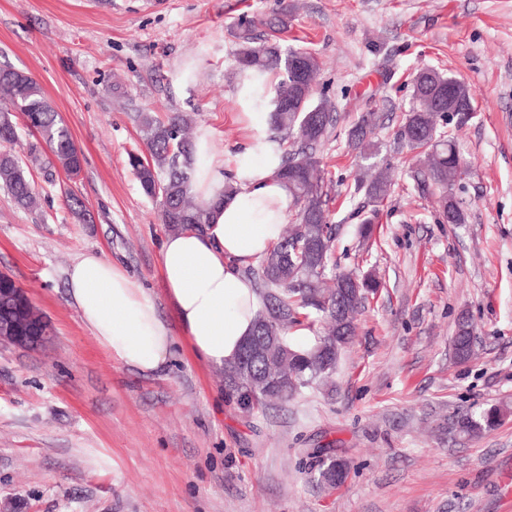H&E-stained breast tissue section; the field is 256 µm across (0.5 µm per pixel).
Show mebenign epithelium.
I'll return each instance as SVG.
<instances>
[{
	"label": "benign epithelium",
	"mask_w": 512,
	"mask_h": 512,
	"mask_svg": "<svg viewBox=\"0 0 512 512\" xmlns=\"http://www.w3.org/2000/svg\"><path fill=\"white\" fill-rule=\"evenodd\" d=\"M10 301L0 309V344L40 351L53 340L52 324L23 288H8Z\"/></svg>",
	"instance_id": "obj_1"
}]
</instances>
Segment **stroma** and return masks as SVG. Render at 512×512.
Returning a JSON list of instances; mask_svg holds the SVG:
<instances>
[{"instance_id": "stroma-1", "label": "stroma", "mask_w": 512, "mask_h": 512, "mask_svg": "<svg viewBox=\"0 0 512 512\" xmlns=\"http://www.w3.org/2000/svg\"><path fill=\"white\" fill-rule=\"evenodd\" d=\"M293 2L281 44L319 57L338 113L319 151L341 227L335 256L379 286L333 389L246 414L183 335L153 373L112 357L66 280L97 253L174 323L159 273L167 229L127 161L145 150L135 115L197 113L216 157L232 160L249 135L234 28L276 0H0V64L38 82L84 154L76 179L31 172L38 209L0 187V272L55 330L43 353L0 345V512H512V0ZM423 67L472 96V119L443 128L471 163L458 226L413 190L418 154L394 141ZM370 108L387 115L378 160L394 186L365 240L345 133ZM67 190L91 222L72 217ZM463 313L476 332L465 363L451 343ZM492 405L508 409L493 430H454L456 416ZM325 445L350 465L333 489L304 472Z\"/></svg>"}]
</instances>
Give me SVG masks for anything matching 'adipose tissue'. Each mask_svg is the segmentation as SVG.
<instances>
[{"label":"adipose tissue","mask_w":512,"mask_h":512,"mask_svg":"<svg viewBox=\"0 0 512 512\" xmlns=\"http://www.w3.org/2000/svg\"><path fill=\"white\" fill-rule=\"evenodd\" d=\"M232 165L215 159L208 129L198 131L194 191L209 212L203 231L168 233L160 248L164 289L193 356L223 367L251 336L260 296L241 270L279 242L291 196L277 177L281 157L258 113ZM236 191L225 195L224 182ZM68 297L96 341L128 367L148 372L171 355L173 333L155 301L121 269L94 253L68 270Z\"/></svg>","instance_id":"1"}]
</instances>
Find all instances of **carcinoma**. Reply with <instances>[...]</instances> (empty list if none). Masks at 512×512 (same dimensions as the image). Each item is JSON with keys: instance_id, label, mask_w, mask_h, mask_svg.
<instances>
[{"instance_id": "cac0c4a2", "label": "carcinoma", "mask_w": 512, "mask_h": 512, "mask_svg": "<svg viewBox=\"0 0 512 512\" xmlns=\"http://www.w3.org/2000/svg\"><path fill=\"white\" fill-rule=\"evenodd\" d=\"M292 11L293 4L284 0L279 11L265 21L269 35L260 44L255 34L260 21L253 17L240 19L234 33L241 81L257 86L269 71L282 74L274 86L267 122L272 140L282 149L277 176L288 185L296 211L295 222L284 230L281 240L258 266L243 271L262 296L252 337L279 336L288 349L286 355L270 350L265 357L256 358L244 346L237 359L224 366V384L247 413L286 404L302 389L328 382L342 351L355 336L356 317L367 294L378 285L334 260L337 228L330 222V197L317 153L336 127L337 115L317 94L318 59L304 53L306 70L301 78L292 65V58L300 51H284L279 45V34L287 28ZM456 84L457 78L435 68L416 72L411 82L412 107L395 132L398 143L418 150L423 157L411 170L414 187L420 195L434 198L440 216L449 224L465 223L455 189L470 168L454 142L439 135L440 125L448 121V87ZM137 122L147 155L130 154L129 165L143 194L159 199L161 221L167 231L203 230L207 213L193 188L198 162L196 120L181 112L165 120L139 112ZM384 124L383 113L370 109L360 113L346 134L347 147L355 153L359 167L355 191L364 192L372 203L370 215L359 227L364 239L371 236L379 207L390 195V173L377 162L381 142L376 132ZM22 127L36 137L27 147L32 165L49 176L57 169L69 179L79 176L82 151L40 85L26 74L0 67V186L22 208L35 209V187L9 151L20 141ZM298 331L305 335H296ZM473 336L470 318L463 313L452 339L458 361L467 362L474 356ZM500 415L501 409L495 406L467 413L456 421L455 428L467 437H477ZM312 455L315 466L308 472L311 479L329 487L345 481L348 463L335 449L315 448Z\"/></svg>"}]
</instances>
